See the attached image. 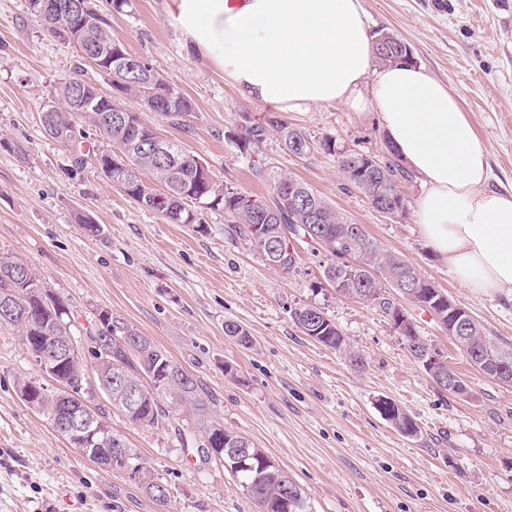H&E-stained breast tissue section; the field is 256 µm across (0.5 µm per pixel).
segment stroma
<instances>
[{
  "mask_svg": "<svg viewBox=\"0 0 512 512\" xmlns=\"http://www.w3.org/2000/svg\"><path fill=\"white\" fill-rule=\"evenodd\" d=\"M113 39L143 57L193 105L186 128L145 113L159 135L202 158L225 185L270 198L224 137L240 114L269 109L245 98L222 71L186 55L166 0H96ZM372 33L406 41L416 64L443 82L484 141L498 188L512 186V0H362ZM79 61L49 36L28 0H0V256L28 264L73 314L83 335L101 312L148 336L217 398L224 425L251 439L305 494L312 512H512V385L470 366L430 313L413 309L422 337L467 382L458 396L437 387L407 352L380 310L338 294L323 277L324 254L301 245L296 270L268 265L223 212L206 213L204 231L170 224L101 176L94 160L76 167L69 150L41 126L43 107ZM315 147L299 158L270 133L262 166L307 183L385 250L402 254L465 307L491 343L512 347V302L461 286L426 244L416 222L422 186L404 182V217L392 221L348 182L324 139L388 159L377 114L345 105L289 112ZM100 228L91 234L82 223ZM320 307L339 326L348 351L306 336L291 309ZM232 320L252 347L225 335ZM359 354L363 368L350 362ZM233 375H225V365ZM38 370L19 336L0 328V512H160L140 487L72 448L18 395ZM395 401L420 428L401 435L376 409ZM155 476L169 486L171 512H256L224 468L198 467L162 429H142L89 393Z\"/></svg>",
  "mask_w": 512,
  "mask_h": 512,
  "instance_id": "1",
  "label": "stroma"
}]
</instances>
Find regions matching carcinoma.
<instances>
[{"label": "carcinoma", "mask_w": 512, "mask_h": 512, "mask_svg": "<svg viewBox=\"0 0 512 512\" xmlns=\"http://www.w3.org/2000/svg\"><path fill=\"white\" fill-rule=\"evenodd\" d=\"M58 0H28L29 8L40 17L44 30L55 38H62L61 30L76 23L63 18L59 12L44 7V3ZM88 14L96 20V29L90 38L101 39L132 55L120 42L112 39L108 20L99 13L94 0H85ZM385 45L394 51L388 59L374 54L380 65L394 60H408L411 51L407 43L394 33H382L373 41V46ZM146 74L139 70L114 72L112 92H103L85 70L75 67L73 75L61 83L55 97L43 107L41 124L44 131L54 140L69 148L75 164L85 161L79 124L95 130L105 143L97 157L99 169L105 172L112 168L109 178L112 184L120 186L125 194L139 206L161 214L173 224H195L203 228L205 210L221 211L231 224V229L248 239L257 251L270 259L267 245L276 250L274 267L290 273L296 270V250L292 240L311 246L326 253L323 277L327 282L340 281L343 287L338 292L356 299L385 314L392 328L410 356L419 365L424 360L419 353L427 349V343L418 331V325L406 308L397 307L394 288L390 279L410 273L423 279L419 270L404 256L382 249L366 230L360 235L351 234L352 225L336 207L316 192L314 196L318 210L312 214L309 207L300 203L288 205V196L281 193L283 185L307 187V184L290 176L275 180L273 194L268 200L252 196L224 186L214 178L208 166L197 156L186 151L179 143L164 140L153 126L142 118V108L179 128L188 127L192 115L190 100L171 85L148 61H143ZM81 90L82 99L87 103L107 108L99 112L88 106L77 104L76 90ZM279 134L284 149L297 157H305L312 151L313 142L306 132L291 126L288 121L271 115L257 121L248 114L240 115L234 128L224 132V138L234 143L240 151L249 155L261 153L262 146L270 131ZM166 144L170 155L161 159L154 154L152 145L157 141ZM323 149L336 155L340 170L348 181L369 199L373 208L386 205L402 212L407 211V199L401 184L410 178L407 170L396 160H388L385 166L371 168V156L353 150L342 153L336 142L324 139ZM202 203L193 209L187 203ZM16 289L22 302L31 312L23 322L10 320L0 314V326L15 331L28 354L47 344L65 337H72L70 311L58 297L48 293L28 264L0 257V292ZM309 306L291 310V317L297 327L320 344L340 350L347 346L342 331L320 308H315L318 321L303 319V312ZM224 334L235 337L241 345L249 348L252 339L246 329L234 321L224 323ZM103 336L112 337V360L121 364L127 374V385L139 388V400L134 404L112 396V408L119 411L132 425L142 428L159 426L171 429L174 441L181 451L198 458L199 462L224 464L230 461L228 451L233 443L248 446L253 454L250 463L254 469L229 470L243 489L246 496L265 512H311V507L297 484L283 478L285 471L272 463V459L240 433L224 427L221 416L214 411L215 399L200 380L187 373L180 364L168 356L153 340L140 334L122 318L106 311L99 314L95 329L86 332L85 347L90 358L80 357L59 362L54 373L48 377L66 383L68 390L52 393L34 377L18 382V391L41 389L43 396L36 397L39 413L47 419L57 414L63 405L84 404L85 389L78 387L74 380L78 374L95 369L96 345ZM456 346L467 362L485 377L498 383H505L498 370L492 367L493 356H507L512 366V348L502 349L490 344L480 323L470 320L469 338L456 341ZM443 377L432 378L440 388L459 394L451 381L458 373L440 360ZM385 418L401 433L416 436L420 432L416 422L395 402ZM108 438L102 447L109 448L114 441L128 449L130 462L139 465L141 476L133 478L144 492L163 510L171 504L168 485L155 481L136 449L130 447L124 437L105 425ZM221 457L208 460V452Z\"/></svg>", "instance_id": "1"}]
</instances>
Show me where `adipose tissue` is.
Returning a JSON list of instances; mask_svg holds the SVG:
<instances>
[{
    "label": "adipose tissue",
    "mask_w": 512,
    "mask_h": 512,
    "mask_svg": "<svg viewBox=\"0 0 512 512\" xmlns=\"http://www.w3.org/2000/svg\"><path fill=\"white\" fill-rule=\"evenodd\" d=\"M188 51L277 112L379 111L422 181L417 222L464 287L512 289V190L491 188L487 151L456 96L423 66H375L361 0H171Z\"/></svg>",
    "instance_id": "obj_1"
}]
</instances>
